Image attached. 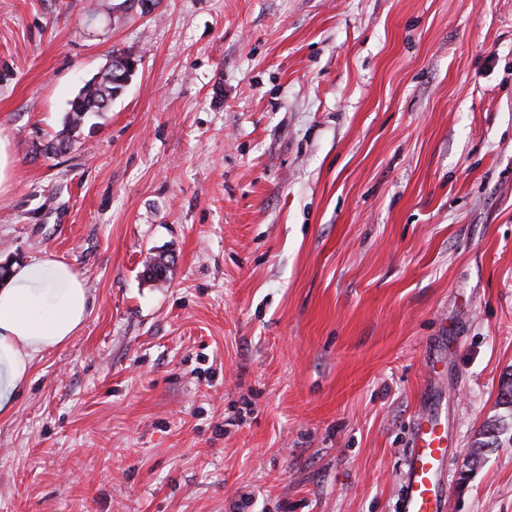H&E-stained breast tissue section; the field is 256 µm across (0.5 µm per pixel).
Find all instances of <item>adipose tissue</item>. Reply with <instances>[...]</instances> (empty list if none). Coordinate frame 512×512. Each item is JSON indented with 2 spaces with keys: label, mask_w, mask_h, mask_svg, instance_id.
I'll list each match as a JSON object with an SVG mask.
<instances>
[{
  "label": "adipose tissue",
  "mask_w": 512,
  "mask_h": 512,
  "mask_svg": "<svg viewBox=\"0 0 512 512\" xmlns=\"http://www.w3.org/2000/svg\"><path fill=\"white\" fill-rule=\"evenodd\" d=\"M90 305L82 281L53 256L15 266L0 287V418L15 412L36 360L74 336Z\"/></svg>",
  "instance_id": "obj_1"
}]
</instances>
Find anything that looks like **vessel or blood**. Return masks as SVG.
<instances>
[{"instance_id":"vessel-or-blood-1","label":"vessel or blood","mask_w":512,"mask_h":512,"mask_svg":"<svg viewBox=\"0 0 512 512\" xmlns=\"http://www.w3.org/2000/svg\"><path fill=\"white\" fill-rule=\"evenodd\" d=\"M453 438L437 400H430L414 423L406 451L399 494L400 512H444L448 485L445 469Z\"/></svg>"}]
</instances>
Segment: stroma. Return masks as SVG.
I'll return each instance as SVG.
<instances>
[{
  "instance_id": "obj_1",
  "label": "stroma",
  "mask_w": 512,
  "mask_h": 512,
  "mask_svg": "<svg viewBox=\"0 0 512 512\" xmlns=\"http://www.w3.org/2000/svg\"><path fill=\"white\" fill-rule=\"evenodd\" d=\"M0 136V264L92 299L0 419V512H395L436 354L446 512H512V447L471 460L512 375V0H0ZM112 67L113 60L111 67L100 79L93 78L85 83L80 93L70 102V110L67 113L63 132L57 136L55 142L47 147L51 152H62L69 148L72 141L70 136H66L65 133L77 129L91 113L107 112L112 99L123 89V86L114 83ZM14 161L15 155L10 140L0 136V194L7 192L11 187L10 177Z\"/></svg>"
}]
</instances>
